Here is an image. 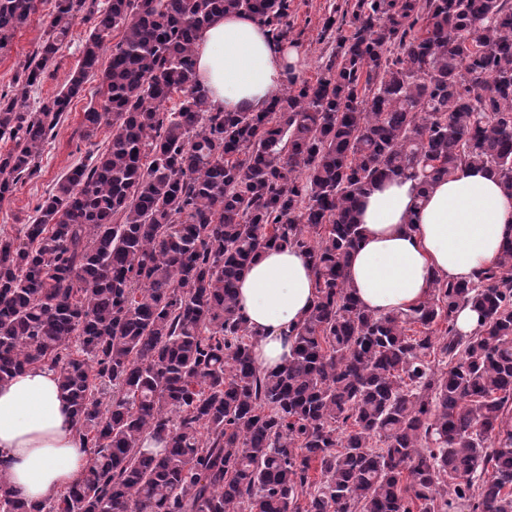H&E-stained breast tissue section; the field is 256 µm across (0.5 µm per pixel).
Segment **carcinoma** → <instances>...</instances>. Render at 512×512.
Wrapping results in <instances>:
<instances>
[{
  "mask_svg": "<svg viewBox=\"0 0 512 512\" xmlns=\"http://www.w3.org/2000/svg\"><path fill=\"white\" fill-rule=\"evenodd\" d=\"M290 2L54 0L19 92L0 94V201L91 78L86 136L112 128L0 234V382L54 370L91 454L37 512H512V241L393 314L362 309L347 277L379 182L475 165L512 199V0L337 6L315 82L262 112L214 108L201 31L241 12L283 41ZM40 3L0 0V53ZM79 20V69L24 110ZM270 248L306 256L316 299L269 371L238 286ZM466 306L481 320L464 336ZM0 512H31L1 476Z\"/></svg>",
  "mask_w": 512,
  "mask_h": 512,
  "instance_id": "carcinoma-1",
  "label": "carcinoma"
}]
</instances>
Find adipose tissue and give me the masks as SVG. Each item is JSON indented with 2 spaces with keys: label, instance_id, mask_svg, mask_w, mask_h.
<instances>
[{
  "label": "adipose tissue",
  "instance_id": "1",
  "mask_svg": "<svg viewBox=\"0 0 512 512\" xmlns=\"http://www.w3.org/2000/svg\"><path fill=\"white\" fill-rule=\"evenodd\" d=\"M197 78L211 104L259 112L278 99L303 67L299 50L275 42L254 18L231 13L203 30L195 46ZM362 242L348 269L359 305L376 314L424 299L433 277L470 282L512 239V199L496 174L462 166L420 190L396 177L360 201ZM306 257L265 250L243 275L238 303L257 333L253 355L267 370L287 366L289 334L315 300ZM90 462L55 371L33 366L0 383V476L14 495L39 505L69 486Z\"/></svg>",
  "mask_w": 512,
  "mask_h": 512
}]
</instances>
